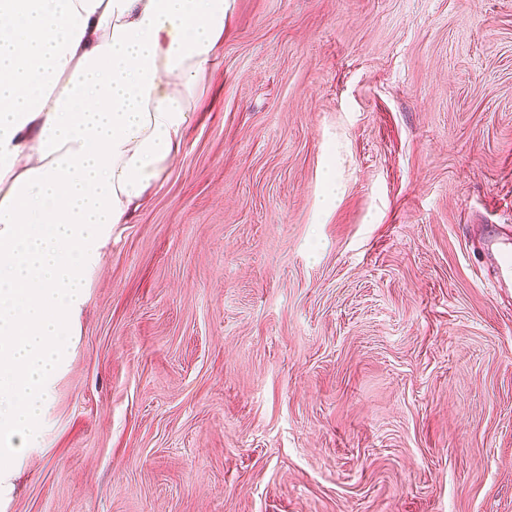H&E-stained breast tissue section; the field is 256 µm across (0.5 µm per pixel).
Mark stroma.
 Instances as JSON below:
<instances>
[{
  "mask_svg": "<svg viewBox=\"0 0 512 512\" xmlns=\"http://www.w3.org/2000/svg\"><path fill=\"white\" fill-rule=\"evenodd\" d=\"M512 0H230L0 512H512Z\"/></svg>",
  "mask_w": 512,
  "mask_h": 512,
  "instance_id": "1",
  "label": "stroma"
}]
</instances>
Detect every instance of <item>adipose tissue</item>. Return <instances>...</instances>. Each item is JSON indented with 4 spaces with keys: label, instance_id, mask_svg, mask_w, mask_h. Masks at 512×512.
Segmentation results:
<instances>
[{
    "label": "adipose tissue",
    "instance_id": "ef3b65f1",
    "mask_svg": "<svg viewBox=\"0 0 512 512\" xmlns=\"http://www.w3.org/2000/svg\"><path fill=\"white\" fill-rule=\"evenodd\" d=\"M228 0H0V500L113 225L195 118Z\"/></svg>",
    "mask_w": 512,
    "mask_h": 512
}]
</instances>
